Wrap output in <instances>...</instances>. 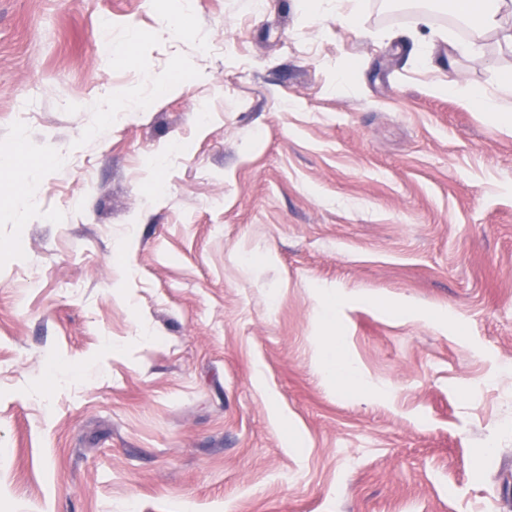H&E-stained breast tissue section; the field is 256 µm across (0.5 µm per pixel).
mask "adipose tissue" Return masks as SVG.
Wrapping results in <instances>:
<instances>
[{"label": "adipose tissue", "instance_id": "ef3b65f1", "mask_svg": "<svg viewBox=\"0 0 512 512\" xmlns=\"http://www.w3.org/2000/svg\"><path fill=\"white\" fill-rule=\"evenodd\" d=\"M463 10L470 38L456 45V53H479L481 40L490 34L497 36L502 50L512 52V0H465Z\"/></svg>", "mask_w": 512, "mask_h": 512}]
</instances>
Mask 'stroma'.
Returning a JSON list of instances; mask_svg holds the SVG:
<instances>
[{
    "mask_svg": "<svg viewBox=\"0 0 512 512\" xmlns=\"http://www.w3.org/2000/svg\"><path fill=\"white\" fill-rule=\"evenodd\" d=\"M455 6L0 0V512H512V126L434 90L512 111V54ZM440 89L445 92L448 91V93L460 94L465 102L477 103L485 113H489L493 118L509 126L512 125V113L500 112L499 105L493 97L486 96L479 91L462 88L458 77L448 80V83L441 85ZM341 339L338 336H325L321 348L322 370L330 380L347 381L359 387L358 373L355 367L339 357Z\"/></svg>",
    "mask_w": 512,
    "mask_h": 512,
    "instance_id": "obj_1",
    "label": "stroma"
}]
</instances>
